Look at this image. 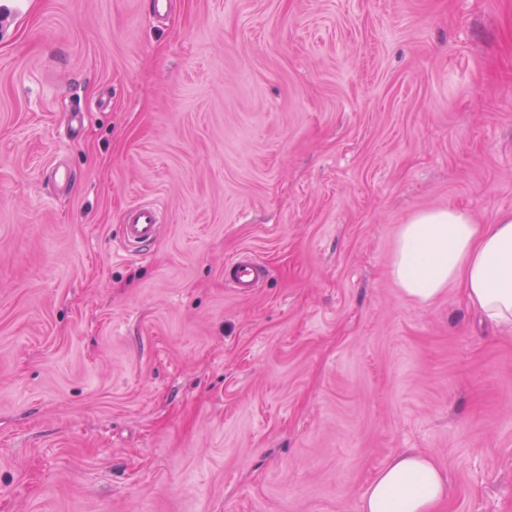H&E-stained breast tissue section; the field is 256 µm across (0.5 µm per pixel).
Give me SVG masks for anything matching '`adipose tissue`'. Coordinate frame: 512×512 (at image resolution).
Listing matches in <instances>:
<instances>
[{
	"instance_id": "ef3b65f1",
	"label": "adipose tissue",
	"mask_w": 512,
	"mask_h": 512,
	"mask_svg": "<svg viewBox=\"0 0 512 512\" xmlns=\"http://www.w3.org/2000/svg\"><path fill=\"white\" fill-rule=\"evenodd\" d=\"M391 276L422 303L461 285L470 307L512 329V211L491 224L450 207L413 214L401 227ZM448 494V479L429 456L403 452L367 488L362 512H436Z\"/></svg>"
}]
</instances>
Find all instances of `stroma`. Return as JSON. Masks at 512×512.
<instances>
[{"label": "stroma", "instance_id": "obj_1", "mask_svg": "<svg viewBox=\"0 0 512 512\" xmlns=\"http://www.w3.org/2000/svg\"><path fill=\"white\" fill-rule=\"evenodd\" d=\"M0 7V512H360L406 449L512 512V333L390 273L512 210V0ZM160 209L153 204H136L127 209L124 218L123 240L130 253H140L157 235ZM261 271L258 262L244 256H233L224 261V280L242 290L253 288Z\"/></svg>", "mask_w": 512, "mask_h": 512}]
</instances>
